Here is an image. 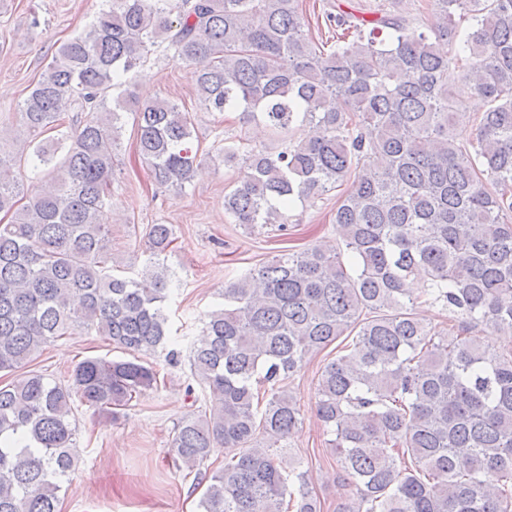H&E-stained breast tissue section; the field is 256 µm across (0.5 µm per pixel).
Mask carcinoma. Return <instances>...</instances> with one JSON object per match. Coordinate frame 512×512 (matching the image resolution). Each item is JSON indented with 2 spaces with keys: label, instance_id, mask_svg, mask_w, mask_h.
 Instances as JSON below:
<instances>
[{
  "label": "carcinoma",
  "instance_id": "cac0c4a2",
  "mask_svg": "<svg viewBox=\"0 0 512 512\" xmlns=\"http://www.w3.org/2000/svg\"><path fill=\"white\" fill-rule=\"evenodd\" d=\"M171 2L111 0L57 47L16 112L28 155L0 142V373L78 328L134 354H177L168 268L138 279L107 270L123 114L157 186L180 189L197 167L189 113L137 92L163 47L196 66L210 109L286 136L278 152L219 148L242 169L224 194L233 223L282 227L295 204L349 183L333 216L347 255L282 251L224 289L191 342L210 410L175 426L171 451L189 472L217 444L231 454L204 475L200 512H321L307 472H283L277 456L299 422L286 381L341 336L351 343L316 385L317 416L356 490L340 512H512V349L472 336L479 325L512 336V0H432L422 28L404 15L328 13L316 37L303 0ZM469 96L485 110L463 143ZM67 107L77 112L66 121ZM27 160L47 180L24 204ZM172 236L147 225L155 256ZM420 301L456 315V331L436 333ZM158 377L137 357H86L64 384L28 371L0 387V512H59L78 407L116 419Z\"/></svg>",
  "mask_w": 512,
  "mask_h": 512
}]
</instances>
